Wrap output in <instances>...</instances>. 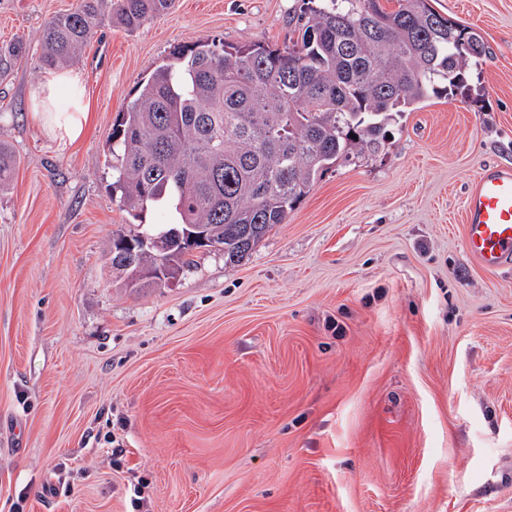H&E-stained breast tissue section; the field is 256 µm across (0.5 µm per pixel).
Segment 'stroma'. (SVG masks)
Instances as JSON below:
<instances>
[{"mask_svg": "<svg viewBox=\"0 0 512 512\" xmlns=\"http://www.w3.org/2000/svg\"><path fill=\"white\" fill-rule=\"evenodd\" d=\"M77 0H0V512H512V272L463 249L464 198L512 166V0H433L479 31L466 88L336 164L241 263L161 288L107 259L134 230L109 136L199 39L301 41V0H176L108 20L73 71L92 104L58 150L32 117L40 32ZM111 14L129 31L143 27L148 21L167 13L176 0H111Z\"/></svg>", "mask_w": 512, "mask_h": 512, "instance_id": "35a3bbf8", "label": "stroma"}]
</instances>
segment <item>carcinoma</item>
Masks as SVG:
<instances>
[{
    "label": "carcinoma",
    "mask_w": 512,
    "mask_h": 512,
    "mask_svg": "<svg viewBox=\"0 0 512 512\" xmlns=\"http://www.w3.org/2000/svg\"><path fill=\"white\" fill-rule=\"evenodd\" d=\"M392 3L303 0L301 45L286 50L203 40L174 47L112 126L113 191L133 215L152 207L166 216L131 238L200 227L223 245L227 262H238L325 171L378 152L397 114L461 89L472 62L486 55L481 34L430 0ZM174 4L112 0L111 11L135 31ZM102 23L100 0L50 17L43 65L76 62ZM26 54L18 41L0 47V62ZM16 165L0 144V183ZM190 255L171 252L170 277Z\"/></svg>",
    "instance_id": "1"
}]
</instances>
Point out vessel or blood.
I'll return each instance as SVG.
<instances>
[{
	"mask_svg": "<svg viewBox=\"0 0 512 512\" xmlns=\"http://www.w3.org/2000/svg\"><path fill=\"white\" fill-rule=\"evenodd\" d=\"M464 247L488 270L512 266V169H482L465 198Z\"/></svg>",
	"mask_w": 512,
	"mask_h": 512,
	"instance_id": "1",
	"label": "vessel or blood"
}]
</instances>
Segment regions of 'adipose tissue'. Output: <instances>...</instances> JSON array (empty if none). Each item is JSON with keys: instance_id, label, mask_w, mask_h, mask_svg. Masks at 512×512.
<instances>
[{"instance_id": "obj_1", "label": "adipose tissue", "mask_w": 512, "mask_h": 512, "mask_svg": "<svg viewBox=\"0 0 512 512\" xmlns=\"http://www.w3.org/2000/svg\"><path fill=\"white\" fill-rule=\"evenodd\" d=\"M34 118L59 150L79 142L90 120V100L80 74L62 69L48 70L32 94Z\"/></svg>"}]
</instances>
